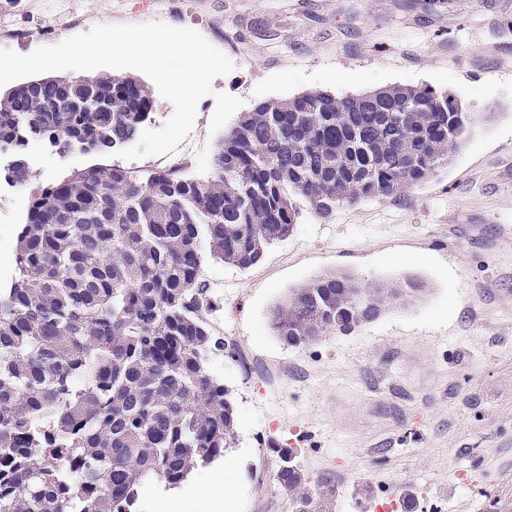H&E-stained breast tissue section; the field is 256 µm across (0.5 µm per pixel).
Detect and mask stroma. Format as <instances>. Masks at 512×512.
<instances>
[{
	"mask_svg": "<svg viewBox=\"0 0 512 512\" xmlns=\"http://www.w3.org/2000/svg\"><path fill=\"white\" fill-rule=\"evenodd\" d=\"M159 21L200 32L235 65L215 90L244 111L311 90L358 95L400 84L447 91L473 116L447 165L401 194L304 214L243 270L205 260L210 356L231 393L243 461L239 512H289L273 445L298 449L334 512H500L512 504V0H0V48L27 54L98 24ZM203 98L180 174L207 180L223 138ZM29 186L0 200V287L32 188L104 154L59 155L39 140ZM331 272L374 284L413 274L428 291L352 333L288 347L270 313Z\"/></svg>",
	"mask_w": 512,
	"mask_h": 512,
	"instance_id": "obj_1",
	"label": "stroma"
}]
</instances>
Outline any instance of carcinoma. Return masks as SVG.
I'll return each instance as SVG.
<instances>
[{
    "label": "carcinoma",
    "mask_w": 512,
    "mask_h": 512,
    "mask_svg": "<svg viewBox=\"0 0 512 512\" xmlns=\"http://www.w3.org/2000/svg\"><path fill=\"white\" fill-rule=\"evenodd\" d=\"M92 79L42 77L0 95V174L27 185L35 139L90 154L136 138L149 88ZM455 103L406 85L268 99L224 134L206 181L93 165L34 190L17 276L0 289V512H138L147 487L174 489L223 457L238 434L207 367L226 344L203 317L205 258L248 269L303 212L328 221L435 174L472 123ZM427 290L415 275L368 285L325 274L275 305L271 326L305 348ZM274 451L291 512H332L335 486L310 488L298 449Z\"/></svg>",
    "instance_id": "obj_1"
}]
</instances>
